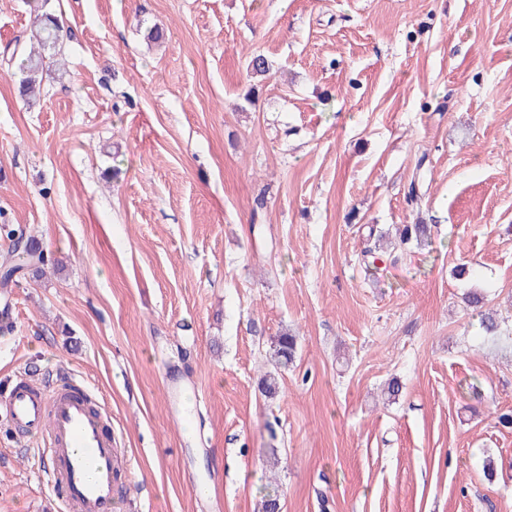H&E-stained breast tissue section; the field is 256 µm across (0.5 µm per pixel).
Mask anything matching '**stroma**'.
<instances>
[{
    "label": "stroma",
    "instance_id": "obj_1",
    "mask_svg": "<svg viewBox=\"0 0 512 512\" xmlns=\"http://www.w3.org/2000/svg\"><path fill=\"white\" fill-rule=\"evenodd\" d=\"M48 8L64 41L27 103L33 4L0 0V225L45 258L0 380L93 390L131 456L113 512H260L266 486L282 512H512V0ZM419 222L366 275L368 226ZM38 453L0 423V512H60ZM297 336L291 333H283L277 337L272 349V357L280 367H288L293 364L297 354Z\"/></svg>",
    "mask_w": 512,
    "mask_h": 512
}]
</instances>
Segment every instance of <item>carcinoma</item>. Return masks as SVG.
Wrapping results in <instances>:
<instances>
[{
	"instance_id": "carcinoma-1",
	"label": "carcinoma",
	"mask_w": 512,
	"mask_h": 512,
	"mask_svg": "<svg viewBox=\"0 0 512 512\" xmlns=\"http://www.w3.org/2000/svg\"><path fill=\"white\" fill-rule=\"evenodd\" d=\"M48 2L49 0H41V3L34 8L33 30H31L34 47L26 57L21 59L20 90L24 97H31L39 90L43 74L49 69L50 60L53 59L51 51L56 49L62 39L59 20L47 9ZM430 237L431 225L429 224H404L400 229V239L404 244L412 240L420 244ZM41 263H43L42 254L34 250L22 251L19 242H14L12 249L0 264V287H9L13 283L14 276L26 266L40 270ZM297 347L298 340L293 334L283 333L278 336L272 352L276 364L284 368L292 364L296 358Z\"/></svg>"
}]
</instances>
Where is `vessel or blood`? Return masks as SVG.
Instances as JSON below:
<instances>
[{"label":"vessel or blood","instance_id":"vessel-or-blood-1","mask_svg":"<svg viewBox=\"0 0 512 512\" xmlns=\"http://www.w3.org/2000/svg\"><path fill=\"white\" fill-rule=\"evenodd\" d=\"M0 421L39 435L62 512H112L116 483L129 460L115 448L105 415L92 411L84 388L64 379L48 391L17 376L0 389Z\"/></svg>","mask_w":512,"mask_h":512}]
</instances>
